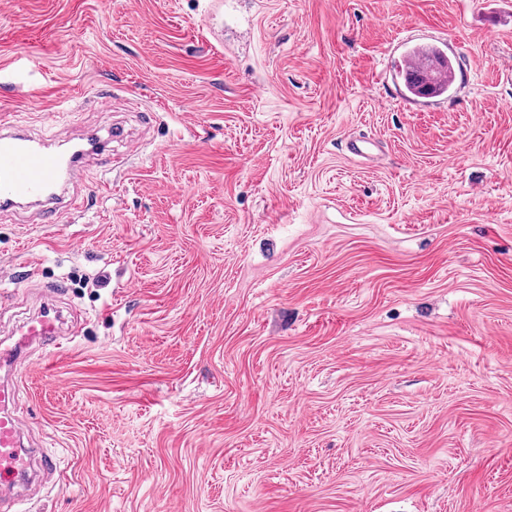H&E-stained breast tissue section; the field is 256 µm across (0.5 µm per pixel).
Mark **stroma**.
I'll list each match as a JSON object with an SVG mask.
<instances>
[{"label": "stroma", "instance_id": "1", "mask_svg": "<svg viewBox=\"0 0 512 512\" xmlns=\"http://www.w3.org/2000/svg\"><path fill=\"white\" fill-rule=\"evenodd\" d=\"M485 2L0 0V123L136 142L87 152L91 207L0 211V331L59 281L81 327L19 382L57 470L18 512H512V17ZM410 32L459 44L451 109L381 81Z\"/></svg>", "mask_w": 512, "mask_h": 512}]
</instances>
